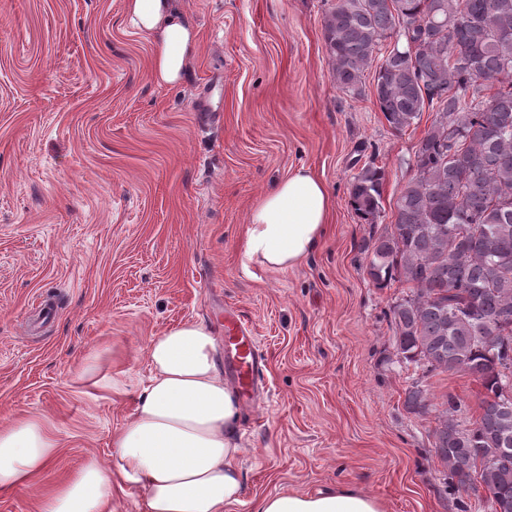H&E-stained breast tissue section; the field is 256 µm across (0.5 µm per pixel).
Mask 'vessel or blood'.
<instances>
[{
	"instance_id": "vessel-or-blood-1",
	"label": "vessel or blood",
	"mask_w": 512,
	"mask_h": 512,
	"mask_svg": "<svg viewBox=\"0 0 512 512\" xmlns=\"http://www.w3.org/2000/svg\"><path fill=\"white\" fill-rule=\"evenodd\" d=\"M224 342L232 355L230 368L243 396H253L261 381L263 369L258 338L252 326L235 312H225Z\"/></svg>"
}]
</instances>
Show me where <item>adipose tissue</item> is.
Wrapping results in <instances>:
<instances>
[{
    "label": "adipose tissue",
    "mask_w": 512,
    "mask_h": 512,
    "mask_svg": "<svg viewBox=\"0 0 512 512\" xmlns=\"http://www.w3.org/2000/svg\"><path fill=\"white\" fill-rule=\"evenodd\" d=\"M129 22L150 35L152 75L177 81L192 56L194 35L170 0H125ZM332 200L304 167L290 171L249 212L243 266L270 271L297 266L326 232ZM149 376L131 419L112 436L108 460L88 456L76 476L41 497L38 512H108L113 479L143 491L140 512H229L243 494L236 461L243 451L239 401L202 323L185 322L146 346ZM55 441L32 418L0 427V490L24 486L52 461ZM255 512H386L348 488L261 497Z\"/></svg>",
    "instance_id": "ef3b65f1"
}]
</instances>
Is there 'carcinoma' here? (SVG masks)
<instances>
[{"label":"carcinoma","mask_w":512,"mask_h":512,"mask_svg":"<svg viewBox=\"0 0 512 512\" xmlns=\"http://www.w3.org/2000/svg\"><path fill=\"white\" fill-rule=\"evenodd\" d=\"M324 33L345 92L361 94L383 53L374 95L395 131L433 113L367 273L380 288L409 285L390 307L396 363L419 371L404 407L434 414L447 487H481L512 512V0H336ZM383 180L374 166L354 177L361 218L379 213ZM444 372L480 382L474 422L458 419L455 396L430 400L426 380Z\"/></svg>","instance_id":"1"}]
</instances>
